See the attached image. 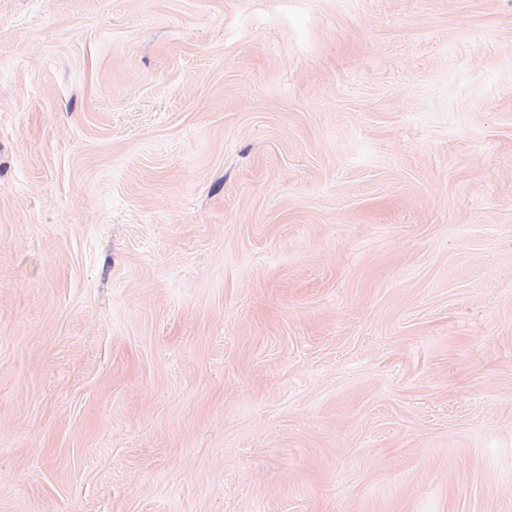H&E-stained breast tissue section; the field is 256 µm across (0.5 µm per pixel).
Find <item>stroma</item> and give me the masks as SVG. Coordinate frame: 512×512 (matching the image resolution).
I'll return each mask as SVG.
<instances>
[{
  "instance_id": "1",
  "label": "stroma",
  "mask_w": 512,
  "mask_h": 512,
  "mask_svg": "<svg viewBox=\"0 0 512 512\" xmlns=\"http://www.w3.org/2000/svg\"><path fill=\"white\" fill-rule=\"evenodd\" d=\"M0 512H512V0H0Z\"/></svg>"
}]
</instances>
